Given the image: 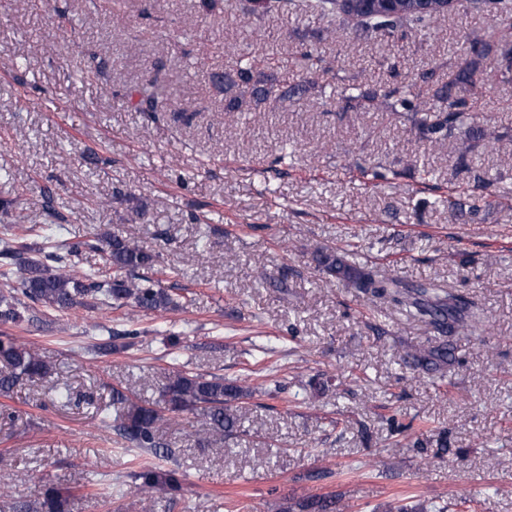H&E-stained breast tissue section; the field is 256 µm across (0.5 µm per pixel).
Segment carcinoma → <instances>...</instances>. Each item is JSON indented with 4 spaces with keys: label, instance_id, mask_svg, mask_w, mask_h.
<instances>
[{
    "label": "carcinoma",
    "instance_id": "cac0c4a2",
    "mask_svg": "<svg viewBox=\"0 0 512 512\" xmlns=\"http://www.w3.org/2000/svg\"><path fill=\"white\" fill-rule=\"evenodd\" d=\"M321 10L339 9L358 19L367 28L382 32L392 40L405 38L402 25L408 22L428 34L439 18L458 11L471 0H429L422 8L417 0H317ZM492 15L491 28L512 21V0H481ZM489 32L470 42L469 51L454 63V77L434 92L438 102L433 108L422 109L419 94L411 85L396 86L383 95L371 93L350 97L355 107L369 112L378 110L382 100L395 99L411 120L441 139L460 142L456 162L457 172H467L466 155L480 143L489 142L494 133L478 122L477 98L460 94L459 86L481 90L499 81L512 83V49L501 52V61L486 71L482 61L492 51ZM331 63L316 48H308L294 57L292 65L284 64L276 53L240 54L233 68L214 73L211 82L224 88L229 100L226 112L256 106L273 93L280 99H290L306 93L302 83H290L297 76L327 74ZM167 94L166 87L152 79L138 87L137 107L143 112H156ZM30 231L38 233L44 247L35 250L23 240L4 236L0 239V278L7 291L0 293V324H16L24 313L44 307L56 312L78 308H134L142 312H159L179 306L161 285L160 276L166 270L159 267L158 253L108 229L97 232L88 241H59L57 228L51 224H36ZM99 252L107 274L101 268L78 271L86 251ZM313 260L323 273L332 276L354 290L366 302L384 299L399 307L406 315L426 323L440 341L427 348L409 349L404 364L441 378L449 365L456 361L455 341L461 337L480 336L486 331L488 317L475 303L458 290H444L426 282L409 284L396 272L364 262L347 264L334 249L320 248ZM0 363L7 372L0 376V395H7L21 380H41L51 374L52 367L31 347L10 336H0ZM252 390L237 381H226L217 375L190 374L180 370L166 376L159 389L155 405H140L125 393L115 390L112 405L116 406L118 435L135 448L166 458L171 452L162 450L159 432L169 415L191 413L200 416L201 432L220 440L237 433L241 426L240 410ZM136 477L142 480L146 494L171 493L180 487L174 470L149 465ZM66 498L58 488L44 485L41 499L34 504H21L16 512H64ZM336 500L307 498L288 507V512H334Z\"/></svg>",
    "mask_w": 512,
    "mask_h": 512
}]
</instances>
